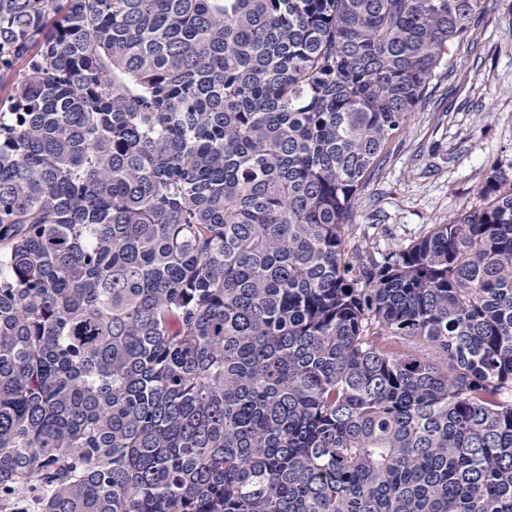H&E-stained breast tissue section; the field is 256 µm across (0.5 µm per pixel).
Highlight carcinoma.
I'll list each match as a JSON object with an SVG mask.
<instances>
[{"mask_svg":"<svg viewBox=\"0 0 512 512\" xmlns=\"http://www.w3.org/2000/svg\"><path fill=\"white\" fill-rule=\"evenodd\" d=\"M481 0H0V512H512V183L365 261Z\"/></svg>","mask_w":512,"mask_h":512,"instance_id":"cac0c4a2","label":"carcinoma"}]
</instances>
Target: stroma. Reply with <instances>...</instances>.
Here are the masks:
<instances>
[{
    "instance_id": "obj_1",
    "label": "stroma",
    "mask_w": 512,
    "mask_h": 512,
    "mask_svg": "<svg viewBox=\"0 0 512 512\" xmlns=\"http://www.w3.org/2000/svg\"><path fill=\"white\" fill-rule=\"evenodd\" d=\"M512 179V0H482L405 133L360 191L349 248L398 249L480 203L492 170Z\"/></svg>"
}]
</instances>
